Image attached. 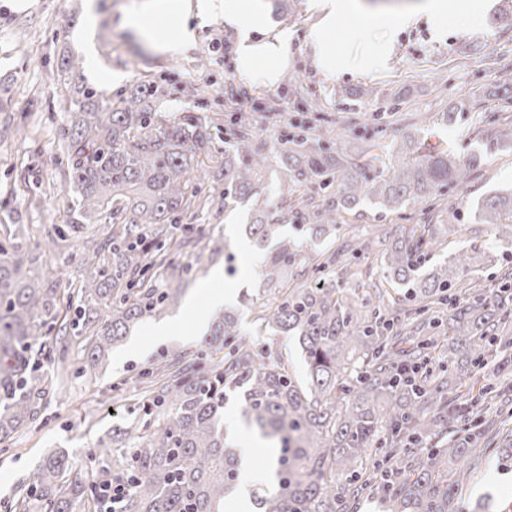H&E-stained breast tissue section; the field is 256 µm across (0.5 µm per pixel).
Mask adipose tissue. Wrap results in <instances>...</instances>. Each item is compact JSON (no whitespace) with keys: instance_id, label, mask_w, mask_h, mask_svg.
<instances>
[{"instance_id":"ef3b65f1","label":"adipose tissue","mask_w":512,"mask_h":512,"mask_svg":"<svg viewBox=\"0 0 512 512\" xmlns=\"http://www.w3.org/2000/svg\"><path fill=\"white\" fill-rule=\"evenodd\" d=\"M319 15L309 32L320 69L332 76L361 65H381L383 46H376L362 56L337 54L325 39L337 20L353 11L354 0H313ZM198 16L222 15L227 26L237 32V68L241 75L261 85L275 84L287 64L285 47L291 37L288 30L268 31L265 0H154L144 11L129 15L125 23L138 31L155 50L177 52L195 38L186 21L188 13Z\"/></svg>"}]
</instances>
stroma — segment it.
<instances>
[{"label": "stroma", "instance_id": "35a3bbf8", "mask_svg": "<svg viewBox=\"0 0 512 512\" xmlns=\"http://www.w3.org/2000/svg\"><path fill=\"white\" fill-rule=\"evenodd\" d=\"M87 1L0 0V247L19 242L35 252L38 238L65 230L75 218L77 194L60 138V128L69 119L70 94L53 77L60 56L69 52L84 63L74 88H91L100 100L113 103L119 94L150 82L158 88V112L167 119L186 111L203 117L235 111L269 139L294 133L306 119L312 127L334 129L338 143L353 153L360 152L363 137L379 133L386 145L392 138L415 135L429 151L483 155L482 166L466 187L444 189L440 215H432L420 203L395 212L367 204L360 214L344 215V229L327 243L295 234L299 268L323 262L327 250L370 241L378 224L396 229L430 222L458 225V232L447 237V250L438 253L442 259L448 250L490 239L489 226L473 223L471 212L491 193L512 186V148L493 140L498 117L512 113V103L486 95L504 75H512V28L491 24L492 15L507 8V0H447L444 27L437 26L429 12L412 11L409 21L393 33L381 69H354L332 77L321 71L308 39L318 16L309 0H302L296 11L268 17L270 29L285 28L291 34L286 71L299 73L302 86L297 90L284 81L260 87L239 75L237 36L223 19L190 18L195 41L180 53L163 54L148 50L125 27V16L139 9L143 0H92L97 22L90 29L84 26ZM357 2V9L329 33L337 53L357 50L367 37L364 24L390 15L385 6ZM192 83L207 85L205 101L184 95V87ZM358 87L366 88V96L355 95ZM461 98L468 100V110L452 123L443 122L449 102ZM20 124L29 129L23 142L12 134ZM247 213L244 207L215 208L203 216L186 212L181 221L191 228L189 243L175 242L166 250L165 263L154 274L156 287L179 284L186 294H194L214 268L225 266L226 254H239L240 243L247 240ZM93 231L88 224L80 235L68 234L55 257L35 253L33 276L42 277L44 266L50 265L61 285H77L79 255L89 246ZM376 254V249H369L360 254L353 271L339 263L330 273L345 288L385 284ZM231 308L246 342L271 357H283L292 372L304 375L297 346L262 328L258 308L238 299ZM143 329L140 323L132 327L92 378L73 376L52 385L38 420L0 446V502L17 500L46 454L63 449L85 462L109 444L113 428L139 424L144 391L140 372L179 353L190 358L202 351L215 360L224 355L223 347L205 337L193 343L172 340L143 358L128 356L130 343L143 340ZM488 491L497 498L494 512H512L511 457L490 453L482 471L464 482L456 512H472L476 499Z\"/></svg>", "mask_w": 512, "mask_h": 512}]
</instances>
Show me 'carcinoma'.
I'll return each mask as SVG.
<instances>
[{
  "mask_svg": "<svg viewBox=\"0 0 512 512\" xmlns=\"http://www.w3.org/2000/svg\"><path fill=\"white\" fill-rule=\"evenodd\" d=\"M77 69L76 59L63 56L55 76L66 85ZM95 95L89 89L72 99L62 140L80 216L112 224V234L81 254L76 289L44 287L30 276L22 245L0 248V443L39 417L49 386L47 325L58 321L60 332L72 333L83 351L75 375L88 377L131 326L179 306L181 289L155 287L149 272L164 264L162 249L176 230L187 231L179 220L192 207L251 206L246 235L261 254L270 298L245 303L259 305L272 333L295 337L306 371L299 378L284 361L266 359L226 314L214 330L222 362L184 366L178 355L143 372L149 397L139 433L113 429L112 445L89 469L64 451L43 457L11 512H78V505L87 512H224L225 498L239 488V455L224 430L230 394L244 421L279 444L271 477L255 495L259 512H355L374 491L386 512H452L460 478L487 452L483 439L499 437L503 453L512 450V395L482 372L492 362L500 379L512 374V268L490 291L464 281L477 268L503 265L504 245L512 244V190L474 212L475 223L493 225L494 239L430 267L443 244L435 225L381 230L379 262L393 289L364 298L325 276L342 256L338 249L307 282L289 286L297 250L283 227L292 220L295 230L324 242L343 229L336 216L366 203L397 211L423 201L432 210L440 190L464 187L483 156L416 153L411 137H402L388 150L402 162L370 175L379 159L372 137L359 154L321 130L284 136L267 151L235 117L221 155L213 149L214 120L191 112L157 117L150 85L107 105ZM269 172L275 196L262 188ZM207 182L223 183V195L200 198ZM299 191L310 204L292 212ZM102 251L111 263L100 262ZM457 422L454 440L438 439L441 426ZM413 441L429 445L407 456ZM374 446L386 454L373 457ZM119 486L125 494L114 511L105 490Z\"/></svg>",
  "mask_w": 512,
  "mask_h": 512,
  "instance_id": "cac0c4a2",
  "label": "carcinoma"
}]
</instances>
